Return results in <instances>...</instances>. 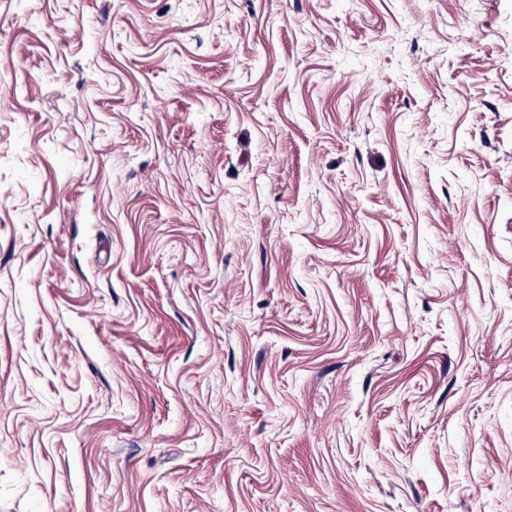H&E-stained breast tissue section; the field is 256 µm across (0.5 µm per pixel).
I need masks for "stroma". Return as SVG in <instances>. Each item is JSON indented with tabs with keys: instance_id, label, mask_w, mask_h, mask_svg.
<instances>
[{
	"instance_id": "stroma-1",
	"label": "stroma",
	"mask_w": 512,
	"mask_h": 512,
	"mask_svg": "<svg viewBox=\"0 0 512 512\" xmlns=\"http://www.w3.org/2000/svg\"><path fill=\"white\" fill-rule=\"evenodd\" d=\"M0 512H512V0H0Z\"/></svg>"
}]
</instances>
